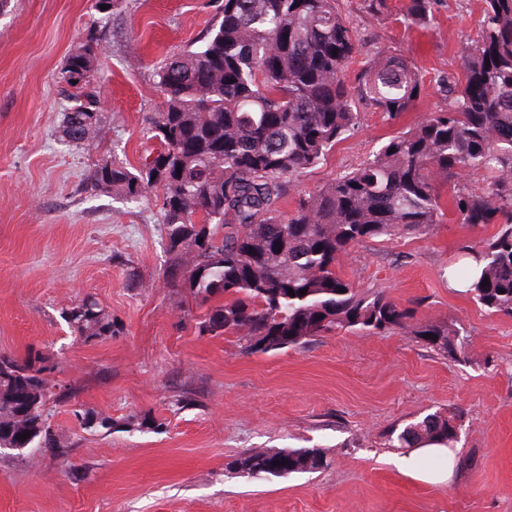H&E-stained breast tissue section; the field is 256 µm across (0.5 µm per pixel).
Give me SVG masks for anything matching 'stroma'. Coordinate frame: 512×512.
<instances>
[{"label":"stroma","mask_w":512,"mask_h":512,"mask_svg":"<svg viewBox=\"0 0 512 512\" xmlns=\"http://www.w3.org/2000/svg\"><path fill=\"white\" fill-rule=\"evenodd\" d=\"M404 3L387 0L378 21L363 0H339L361 38L346 78L356 85L375 52L394 51L424 73L421 96L394 124L362 110L359 127L294 181L282 212L444 108L436 78L461 71L484 2L439 0L434 21L412 28L398 21ZM220 4L122 0L97 65L110 133L90 147L61 133L70 102L59 76L90 33L91 0H11L0 14V355H54L49 380L60 394L49 405L57 448L0 456V512H512V317L448 286L460 247L484 244L496 225L449 213L430 235L354 247L340 268L358 287L419 302L420 320L460 324L465 361L436 356L410 333H342L246 355L233 337L199 333L205 310L166 283L154 197L129 204L86 189L99 158L135 165L154 148L145 118L163 103L156 69L206 32ZM88 296L120 335L75 336L61 311ZM454 407L469 466L449 482L439 477L443 452L423 455L417 470L398 467L403 451L388 445V430ZM77 408L110 416L111 429L83 430ZM279 448H320L331 465L269 481L224 469L242 451Z\"/></svg>","instance_id":"1"}]
</instances>
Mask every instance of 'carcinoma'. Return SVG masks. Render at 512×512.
I'll return each mask as SVG.
<instances>
[{
  "label": "carcinoma",
  "mask_w": 512,
  "mask_h": 512,
  "mask_svg": "<svg viewBox=\"0 0 512 512\" xmlns=\"http://www.w3.org/2000/svg\"><path fill=\"white\" fill-rule=\"evenodd\" d=\"M337 2L221 0L220 20L156 70L164 105L146 123L159 148L136 167L98 159L88 186L127 202L159 192L170 282L208 308L200 330L234 336L244 353L260 342L270 353L343 332L409 328L425 348L458 361L465 355L462 328L446 319L414 322L415 308L382 290L354 287L340 263L360 244L431 234L443 216L445 184L459 223L498 227L481 248L469 247L482 272L466 293L487 311L512 317V0H484L479 32L463 43V75L437 76L443 111L390 137L358 167L299 197L285 215L280 204L294 179L322 164L358 126L360 107L394 121L424 87L416 66L380 51L349 88L346 71L360 40ZM437 2L406 0L400 22L431 23ZM106 51L93 30L60 72L73 102L62 133L75 145L108 136L94 84ZM79 53L93 75L75 84ZM465 171L484 173L487 186L477 191L461 182ZM63 317L84 342L121 333L93 298ZM55 367L37 352L0 356V447L56 445L47 408L54 391L44 377ZM75 417L84 428L111 426L105 414L77 410ZM460 422L456 409L428 413L392 429L388 441L450 448ZM330 466L318 448H288L241 453L227 470L268 480Z\"/></svg>",
  "instance_id": "obj_1"
}]
</instances>
